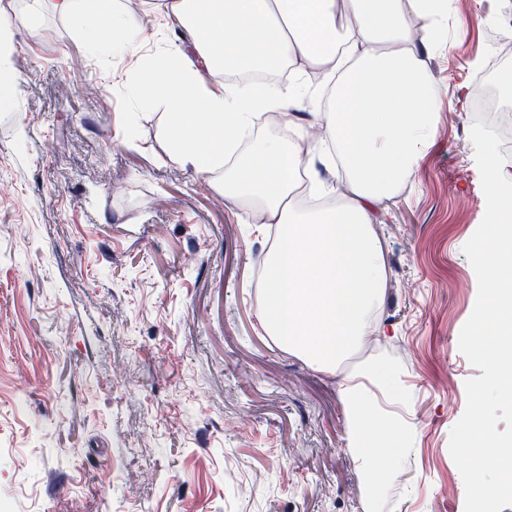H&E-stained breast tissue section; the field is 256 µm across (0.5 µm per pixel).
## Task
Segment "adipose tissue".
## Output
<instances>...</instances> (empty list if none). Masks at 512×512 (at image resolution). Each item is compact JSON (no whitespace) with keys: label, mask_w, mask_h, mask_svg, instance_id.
<instances>
[{"label":"adipose tissue","mask_w":512,"mask_h":512,"mask_svg":"<svg viewBox=\"0 0 512 512\" xmlns=\"http://www.w3.org/2000/svg\"><path fill=\"white\" fill-rule=\"evenodd\" d=\"M78 18L74 40L110 33L140 51V21L118 0H52ZM448 0H174L173 20L191 52L154 51L137 87L166 111L168 152L200 171L223 170L225 198L260 209L278 234L263 261L258 319L268 335L317 369L335 372L372 333L386 281L376 206L416 168L434 136L441 90L412 37L435 41ZM289 69L287 82L255 87L231 73ZM325 72L331 96L322 119L347 193L332 209H300L295 174L310 167L309 135L295 110L308 69ZM285 116L288 133L256 141L233 163L224 150L256 110ZM347 450L373 488L395 475L406 397L385 361L346 372Z\"/></svg>","instance_id":"1"}]
</instances>
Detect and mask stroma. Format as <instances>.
<instances>
[{
  "instance_id": "1",
  "label": "stroma",
  "mask_w": 512,
  "mask_h": 512,
  "mask_svg": "<svg viewBox=\"0 0 512 512\" xmlns=\"http://www.w3.org/2000/svg\"><path fill=\"white\" fill-rule=\"evenodd\" d=\"M140 0L145 48L187 46ZM0 512H365L339 374L256 327L269 237L210 176L170 158L160 108L131 89L141 54L91 53L76 21L0 0ZM512 15L449 6L423 48L442 90L435 134L381 208L387 278L350 359L389 363L410 402L379 512H464L449 451L480 376L460 352L477 278L463 247L485 198L476 99ZM93 85L96 98L83 89Z\"/></svg>"
}]
</instances>
